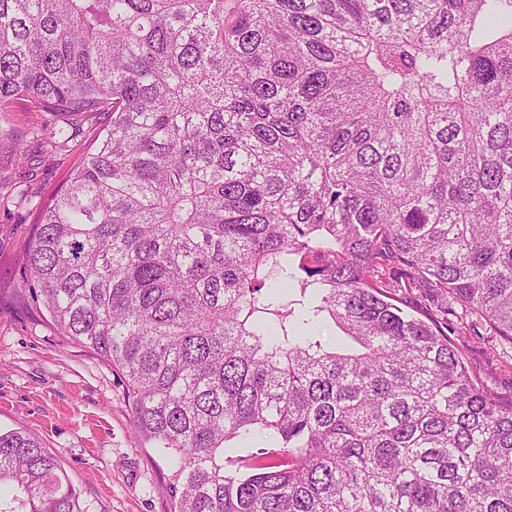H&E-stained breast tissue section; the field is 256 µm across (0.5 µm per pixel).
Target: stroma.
Returning <instances> with one entry per match:
<instances>
[{"label": "stroma", "instance_id": "obj_1", "mask_svg": "<svg viewBox=\"0 0 512 512\" xmlns=\"http://www.w3.org/2000/svg\"><path fill=\"white\" fill-rule=\"evenodd\" d=\"M52 116L26 102L0 114V430H29L58 457L90 512H168L167 458L135 435L123 377L65 340L35 305L23 279L22 248L34 234L36 207L67 180L97 133L81 124L66 146L49 138ZM23 140L28 157L12 151ZM404 306L447 315L448 337L481 383L512 395V341L479 314L446 312L445 295L400 288Z\"/></svg>", "mask_w": 512, "mask_h": 512}]
</instances>
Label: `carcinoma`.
<instances>
[{"mask_svg": "<svg viewBox=\"0 0 512 512\" xmlns=\"http://www.w3.org/2000/svg\"><path fill=\"white\" fill-rule=\"evenodd\" d=\"M19 100L60 147L99 126L25 268L123 376L172 512H512V397L387 279L512 339V0H0ZM4 485L89 512L27 431ZM230 446L238 448H228L225 457L229 456L236 460L249 459L250 455L256 452L258 448L270 447L271 445L268 438L256 435L250 439L249 443L241 442L236 439L231 442Z\"/></svg>", "mask_w": 512, "mask_h": 512, "instance_id": "1", "label": "carcinoma"}]
</instances>
